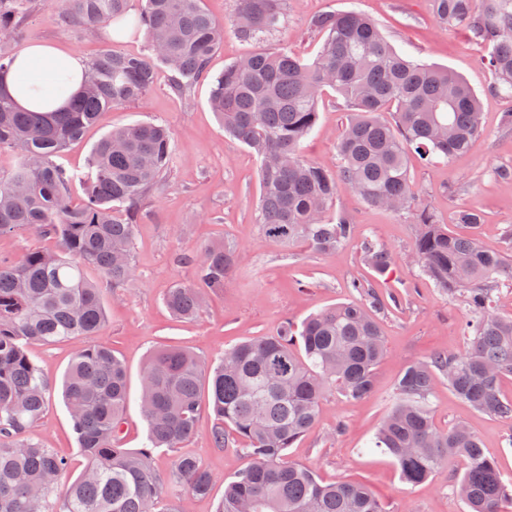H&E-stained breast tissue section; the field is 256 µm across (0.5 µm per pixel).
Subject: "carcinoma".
<instances>
[{"label":"carcinoma","mask_w":512,"mask_h":512,"mask_svg":"<svg viewBox=\"0 0 512 512\" xmlns=\"http://www.w3.org/2000/svg\"><path fill=\"white\" fill-rule=\"evenodd\" d=\"M29 0H0V73L16 56L15 41ZM130 0H62V16L79 27L104 29L126 19ZM284 0H237L233 25L243 37L280 29ZM435 21L461 24L490 47L494 89L512 94V0H431ZM144 32L148 52H107L88 64L80 92L55 112L21 109L0 91V148L18 152L0 178V234L32 229L59 238L60 252L30 250L12 263L0 261V512H48L66 459L28 437L47 403L48 385L29 353L33 342L95 336L106 324L93 269L114 288L133 278L132 239L146 216V198L170 169L168 131L153 123L113 129L94 147L85 171L74 173L56 158L101 111L141 99L154 69L166 67L171 88L187 93L211 79L210 105L224 125L256 155L261 197L256 221L286 246L305 244L326 253L352 233L349 216L325 219L338 183L373 207L404 203L416 224L414 253L423 275L467 312L468 342L457 353H435L404 367L395 403L373 447L392 456L412 485L461 465L454 485L470 512H505L512 486L480 439L464 424L441 431L430 406L436 380L475 410L512 424V399L501 396L512 377V315L493 306V287L512 282V258L459 237L434 215L412 207L409 156L431 162L469 151L481 132L477 94L454 72L408 59L379 25L355 10L317 16L323 36L316 59L303 62L284 48H269L224 66L210 76V61L224 40V23L203 0H141L131 20ZM330 87L350 106L333 173L308 160L302 143L319 119L318 102ZM393 109L387 121L382 112ZM85 197L72 203L74 182ZM362 261L376 273L392 265L390 252L368 241ZM195 286H178L165 298L172 314L192 319L200 289H224L235 250L213 244L188 257ZM351 287L370 303L321 308L297 324L224 351L216 366L180 349L155 352L141 379L137 405L148 427V446H119L130 402L123 362L107 346L80 350L66 371L63 397L80 451L88 461L66 490L57 512H183L180 491L206 496L214 476L192 456L177 457L162 479L151 465L156 449H174L195 432L201 392H207L217 425L214 443L239 440L253 463L224 481L216 512H385L364 484L321 482L312 467L287 458V449L316 425L329 392L359 400L375 389L384 354L381 330L370 306L378 299L361 281Z\"/></svg>","instance_id":"obj_1"}]
</instances>
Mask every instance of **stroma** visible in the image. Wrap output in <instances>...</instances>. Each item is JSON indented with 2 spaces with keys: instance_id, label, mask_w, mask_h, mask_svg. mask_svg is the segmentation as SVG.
I'll list each match as a JSON object with an SVG mask.
<instances>
[{
  "instance_id": "1",
  "label": "stroma",
  "mask_w": 512,
  "mask_h": 512,
  "mask_svg": "<svg viewBox=\"0 0 512 512\" xmlns=\"http://www.w3.org/2000/svg\"><path fill=\"white\" fill-rule=\"evenodd\" d=\"M208 11L226 22L224 41L214 53L211 75L225 65L270 45L287 48L313 61L322 37L311 27L326 12L357 10L373 18L389 41L411 58L444 66L461 76L477 93L483 113L482 131L471 149L449 160L421 164L411 160L417 205L428 208L439 221L461 236H475L490 249L512 255V179L499 169H512V129L503 116L512 112V97L491 92L493 75L484 63L483 43L462 25L437 24L430 0H286L284 25L276 37L247 40L229 23L235 0H204ZM61 0H30V9L18 44L50 41L92 60L107 50L143 53V34L111 39L107 31L78 29L62 24ZM210 83L201 81L187 94L170 88V74L157 69L152 88L140 101L105 109L82 138L72 142L59 161L84 171L98 141L114 128L153 122L169 129L174 164L146 201V218L137 224L134 239L136 275L123 288L102 283L107 323L95 336H76L51 344L33 343L29 352L50 394L42 418L31 435L45 447L71 461L60 477L55 497L79 478L85 460L72 430L61 395V385L74 355L94 344L112 349L127 370L131 395H138L149 357L159 348L177 347L205 363L219 362L226 349L249 339L272 335L282 320L300 321L319 308L357 299L352 280L367 282L380 301L376 318L385 337V352L375 369L376 390L351 401L331 393L322 402L316 427L289 449L290 459L311 466L325 483L355 481L366 484L385 512H466L464 502L451 491L460 467L451 463L434 480L412 486L402 481L392 458L373 448L381 421L395 401V384L409 363L436 351L463 349L465 311L459 302L422 276L413 254L414 222L410 214H393L365 204L347 187H339L326 218L347 214L353 223L351 238L338 250L321 254L304 245L286 247L266 237L256 222L261 195L259 164L240 141L229 138L209 104ZM319 120L303 144L305 157L328 170L340 164L337 143L349 108L332 89H324L318 104ZM481 211L476 225L457 221L459 210ZM388 248L395 263L379 275L361 261L364 242ZM213 242L229 243L236 266L223 290L204 296L199 315L175 318L165 305L167 292L194 284L190 256L201 254ZM434 423L445 430L467 424L494 458L504 481L512 482V425L474 410L448 388L435 385ZM216 421L208 402H201L195 433L181 449L155 450L159 475L170 472L178 453L194 456L214 477L209 495L183 493L185 512H215L224 482L247 468L251 456L241 443L218 448L211 433Z\"/></svg>"
}]
</instances>
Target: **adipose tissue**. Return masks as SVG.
I'll return each mask as SVG.
<instances>
[{
    "mask_svg": "<svg viewBox=\"0 0 512 512\" xmlns=\"http://www.w3.org/2000/svg\"><path fill=\"white\" fill-rule=\"evenodd\" d=\"M85 70L77 53L48 42L31 43L0 75V89L24 110L52 112L80 91Z\"/></svg>",
    "mask_w": 512,
    "mask_h": 512,
    "instance_id": "1",
    "label": "adipose tissue"
}]
</instances>
